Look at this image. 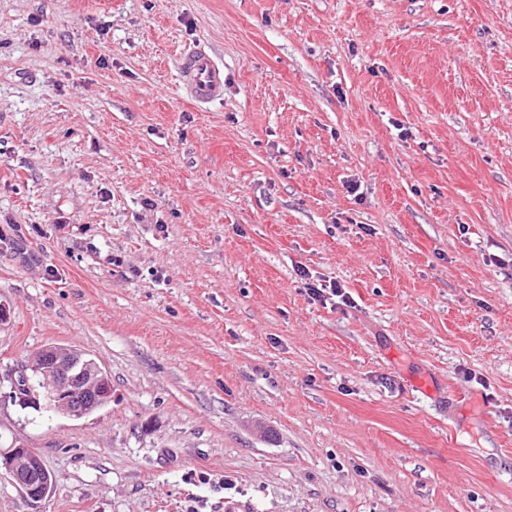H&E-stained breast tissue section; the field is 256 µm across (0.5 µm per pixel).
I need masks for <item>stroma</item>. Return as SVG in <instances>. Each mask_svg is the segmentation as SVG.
Returning <instances> with one entry per match:
<instances>
[{
  "label": "stroma",
  "instance_id": "obj_1",
  "mask_svg": "<svg viewBox=\"0 0 512 512\" xmlns=\"http://www.w3.org/2000/svg\"><path fill=\"white\" fill-rule=\"evenodd\" d=\"M0 303V512H512V0H0ZM178 78L180 89L196 105L210 103L224 95V63L205 48L183 56ZM297 275L301 280H304L303 284L306 289V293L314 301H326V294L332 297H339L343 300L347 299V293L336 282L330 281L329 285L316 283L314 280L311 282L310 280L313 279L312 275L303 267L297 268ZM45 394L59 412L79 419L112 400V381L100 365L70 346H47L39 353ZM0 470L11 477L15 486L32 504L41 502L48 494L49 482L43 483L41 480L42 473L48 474V469L41 456L32 452L31 448L16 442L7 447L1 445Z\"/></svg>",
  "mask_w": 512,
  "mask_h": 512
}]
</instances>
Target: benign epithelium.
<instances>
[{
  "label": "benign epithelium",
  "instance_id": "obj_1",
  "mask_svg": "<svg viewBox=\"0 0 512 512\" xmlns=\"http://www.w3.org/2000/svg\"><path fill=\"white\" fill-rule=\"evenodd\" d=\"M40 369L45 374V394L59 412L79 419L112 401L109 375L85 353L70 346H47L39 353ZM0 470L5 471L29 502H41L49 483L42 482L48 472L41 456L21 444L0 448Z\"/></svg>",
  "mask_w": 512,
  "mask_h": 512
}]
</instances>
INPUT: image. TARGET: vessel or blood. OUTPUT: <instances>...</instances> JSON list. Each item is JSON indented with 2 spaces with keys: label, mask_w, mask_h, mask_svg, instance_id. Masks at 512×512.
<instances>
[{
  "label": "vessel or blood",
  "mask_w": 512,
  "mask_h": 512,
  "mask_svg": "<svg viewBox=\"0 0 512 512\" xmlns=\"http://www.w3.org/2000/svg\"><path fill=\"white\" fill-rule=\"evenodd\" d=\"M179 87L188 99L203 105L224 94V64L209 50L199 48L185 54L179 65Z\"/></svg>",
  "instance_id": "vessel-or-blood-1"
}]
</instances>
